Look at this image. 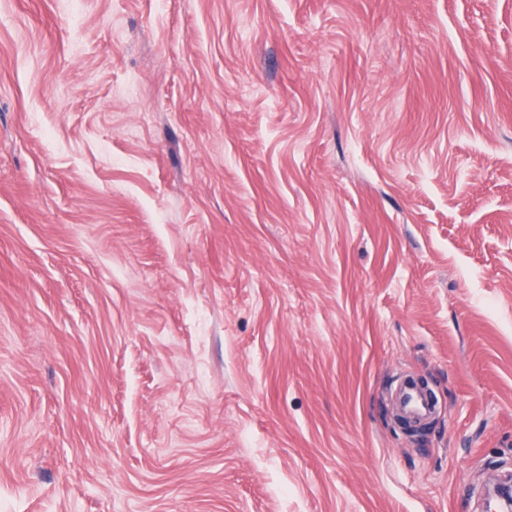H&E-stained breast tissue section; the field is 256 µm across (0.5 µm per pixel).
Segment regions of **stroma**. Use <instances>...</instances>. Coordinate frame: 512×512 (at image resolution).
<instances>
[{
    "label": "stroma",
    "instance_id": "stroma-1",
    "mask_svg": "<svg viewBox=\"0 0 512 512\" xmlns=\"http://www.w3.org/2000/svg\"><path fill=\"white\" fill-rule=\"evenodd\" d=\"M491 471L512 0H0V512H478ZM399 400L402 402L404 410L412 416L424 419L434 414L435 408L429 400L407 383L400 390Z\"/></svg>",
    "mask_w": 512,
    "mask_h": 512
}]
</instances>
